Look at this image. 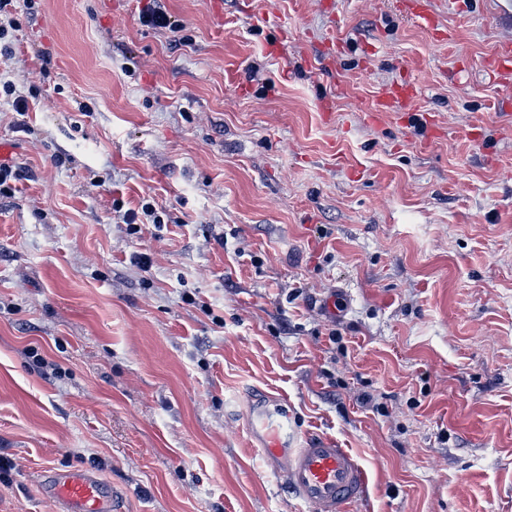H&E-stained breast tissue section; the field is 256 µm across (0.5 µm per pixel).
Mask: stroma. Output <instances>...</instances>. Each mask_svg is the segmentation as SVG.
<instances>
[{
    "label": "stroma",
    "mask_w": 512,
    "mask_h": 512,
    "mask_svg": "<svg viewBox=\"0 0 512 512\" xmlns=\"http://www.w3.org/2000/svg\"><path fill=\"white\" fill-rule=\"evenodd\" d=\"M214 2L17 14L0 512H52L46 468L122 512H306L249 441L262 391L357 456L350 512H512V85L481 67L512 0H430L446 41L394 0ZM407 77L427 119L366 122ZM148 3L140 9V21L145 26L159 29H177V21L171 20L161 0H147Z\"/></svg>",
    "instance_id": "obj_1"
}]
</instances>
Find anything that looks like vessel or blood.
<instances>
[{
	"instance_id": "vessel-or-blood-1",
	"label": "vessel or blood",
	"mask_w": 512,
	"mask_h": 512,
	"mask_svg": "<svg viewBox=\"0 0 512 512\" xmlns=\"http://www.w3.org/2000/svg\"><path fill=\"white\" fill-rule=\"evenodd\" d=\"M482 67L491 79L512 82V43L501 45ZM420 99L418 85L402 80L384 87L367 117L377 120L381 113L418 105ZM250 412L253 446L274 462L288 488L312 512H347L362 499L368 476L348 449L328 438L295 444V427L282 400L274 395L264 392L252 397ZM47 494L54 512H114L116 507L111 486L89 469L50 472Z\"/></svg>"
}]
</instances>
